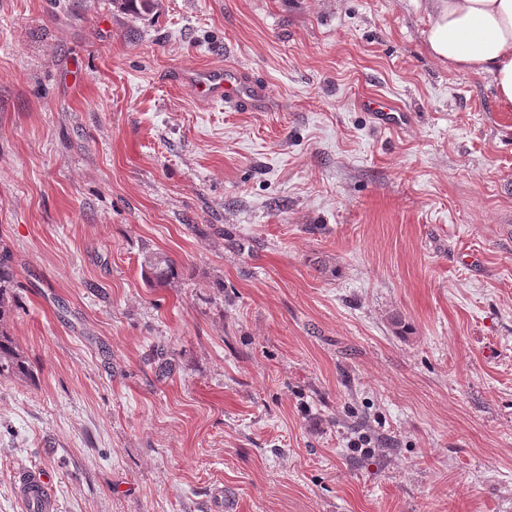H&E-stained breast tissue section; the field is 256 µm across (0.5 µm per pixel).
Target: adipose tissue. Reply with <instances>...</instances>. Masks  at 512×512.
Wrapping results in <instances>:
<instances>
[{
    "instance_id": "ef3b65f1",
    "label": "adipose tissue",
    "mask_w": 512,
    "mask_h": 512,
    "mask_svg": "<svg viewBox=\"0 0 512 512\" xmlns=\"http://www.w3.org/2000/svg\"><path fill=\"white\" fill-rule=\"evenodd\" d=\"M426 39L449 69L490 75L512 108V0H431Z\"/></svg>"
}]
</instances>
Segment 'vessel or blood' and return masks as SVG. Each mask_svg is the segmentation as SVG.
Masks as SVG:
<instances>
[{"instance_id": "1", "label": "vessel or blood", "mask_w": 512, "mask_h": 512, "mask_svg": "<svg viewBox=\"0 0 512 512\" xmlns=\"http://www.w3.org/2000/svg\"><path fill=\"white\" fill-rule=\"evenodd\" d=\"M194 85L201 97L224 104L234 110H252L259 106L264 91L257 84L242 77L229 67H211L196 74ZM363 106L373 112L378 124L398 127L409 120V113L389 102L365 99ZM15 495L25 512H58L52 476L46 469L35 467L24 470L15 483Z\"/></svg>"}]
</instances>
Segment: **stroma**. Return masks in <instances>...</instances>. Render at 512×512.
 I'll list each match as a JSON object with an SVG mask.
<instances>
[{"label": "stroma", "mask_w": 512, "mask_h": 512, "mask_svg": "<svg viewBox=\"0 0 512 512\" xmlns=\"http://www.w3.org/2000/svg\"><path fill=\"white\" fill-rule=\"evenodd\" d=\"M427 7L0 0V512H512V109ZM194 85L208 102L224 103L234 110H253L261 103L264 90L227 66L211 67L194 77ZM364 108L369 112H374V117L380 126L399 127L405 125L409 120L410 114L403 112L401 107L389 102H380L374 98H367L363 101ZM14 279L12 257L8 251L0 252V379L25 376L28 371L24 356L13 345L3 329V321L11 302V285ZM15 495L26 512H58L52 476L42 467L25 469L15 483Z\"/></svg>", "instance_id": "obj_1"}]
</instances>
